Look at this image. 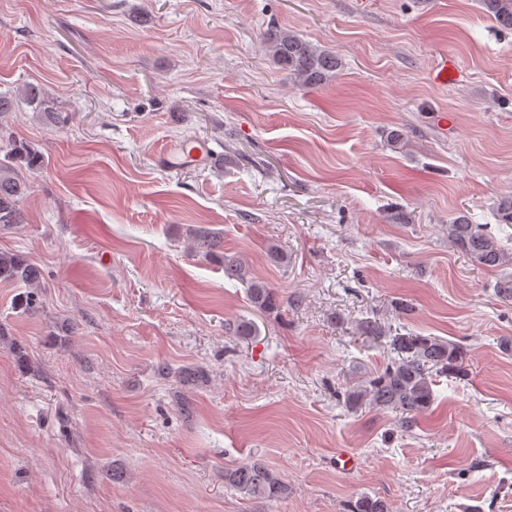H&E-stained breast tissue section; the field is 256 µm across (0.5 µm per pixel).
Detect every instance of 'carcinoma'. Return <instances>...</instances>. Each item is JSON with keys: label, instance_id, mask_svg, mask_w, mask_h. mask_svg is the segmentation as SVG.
Returning a JSON list of instances; mask_svg holds the SVG:
<instances>
[{"label": "carcinoma", "instance_id": "1", "mask_svg": "<svg viewBox=\"0 0 512 512\" xmlns=\"http://www.w3.org/2000/svg\"><path fill=\"white\" fill-rule=\"evenodd\" d=\"M486 15L505 29H512V0H481ZM265 48L272 60L288 71L294 83L302 88H317L336 77L343 66L335 52L315 45L298 33L286 28H275L267 34ZM19 98L35 111L49 116L51 101L37 85L26 83L19 88ZM0 148L5 149L8 162H0V224H20L23 215L20 204L30 190L29 183L14 164L17 159L27 161L31 167L40 157L20 141L5 135L0 126ZM220 240L216 233L205 227L190 232L191 250L204 258L214 254ZM448 245L458 249L471 261L484 268L512 265V248L502 244L486 231V225L475 224L465 212H459L448 222ZM224 276L247 288L252 307L264 314L281 311L283 300L273 285L254 276L249 260L240 255H224ZM0 281L24 284L28 292L19 295L17 306L27 309L36 302L33 289L40 287L38 271L24 257L0 251ZM233 336L249 339L258 333L256 323L240 318L234 324ZM389 347L397 358L382 370L355 382L343 393L347 408L391 410L398 415L397 427L410 432L417 419L428 412L435 400L434 375H458L461 369L459 346L434 336L396 334L388 337ZM163 377H173L181 385L196 386L207 381V374L195 367L174 369L167 363L157 367ZM224 486L247 499L278 501L288 494V486L265 462L254 459L224 469ZM348 512H392L382 498L363 495L348 504Z\"/></svg>", "mask_w": 512, "mask_h": 512}]
</instances>
